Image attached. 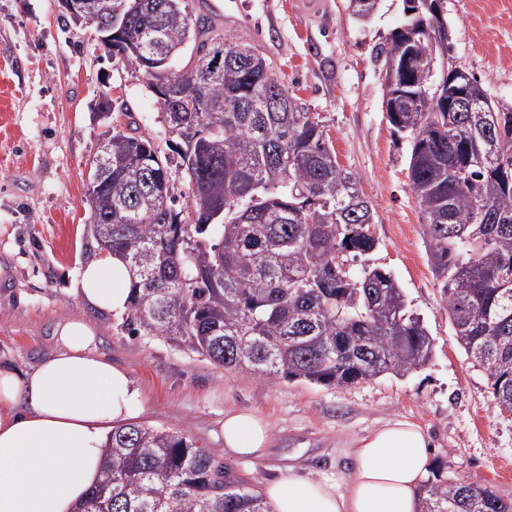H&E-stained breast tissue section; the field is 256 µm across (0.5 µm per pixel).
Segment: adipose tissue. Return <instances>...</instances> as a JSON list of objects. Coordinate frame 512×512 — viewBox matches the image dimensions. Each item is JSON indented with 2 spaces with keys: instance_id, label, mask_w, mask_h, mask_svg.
<instances>
[{
  "instance_id": "obj_1",
  "label": "adipose tissue",
  "mask_w": 512,
  "mask_h": 512,
  "mask_svg": "<svg viewBox=\"0 0 512 512\" xmlns=\"http://www.w3.org/2000/svg\"><path fill=\"white\" fill-rule=\"evenodd\" d=\"M74 292L99 313H121L132 281L124 261L107 254L82 269ZM95 333L89 322L64 321L55 352L35 368L0 365V512H76L102 476L113 425L140 412L139 390L97 352ZM221 432L225 451L238 456H259L269 441L266 422L250 411L225 412ZM349 453L344 485L292 472L266 483L272 512H420L432 451L418 424L390 419Z\"/></svg>"
}]
</instances>
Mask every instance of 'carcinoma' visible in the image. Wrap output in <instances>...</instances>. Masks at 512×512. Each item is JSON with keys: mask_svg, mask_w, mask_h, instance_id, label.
<instances>
[{"mask_svg": "<svg viewBox=\"0 0 512 512\" xmlns=\"http://www.w3.org/2000/svg\"><path fill=\"white\" fill-rule=\"evenodd\" d=\"M125 38L123 62L175 67L195 43L220 40L223 69L205 104L187 103L214 133L189 146L114 131L88 198L100 249L133 277L123 327L203 357L227 373L348 387L405 376L429 363L434 340L392 273L368 264L374 212L343 168L320 121L240 43L208 19L146 0ZM417 50L440 55L430 13L406 16ZM393 32L381 66L402 55ZM453 71L416 76L423 89ZM478 112H426L395 99L388 121L411 139L409 187L419 206L431 272L467 356L512 414V102L493 100L475 76ZM187 189L177 206L178 186ZM360 267H354L355 262ZM421 512H512L488 487L443 477L423 488ZM80 512H270L261 495L186 437L136 424L113 427L102 481Z\"/></svg>", "mask_w": 512, "mask_h": 512, "instance_id": "carcinoma-1", "label": "carcinoma"}]
</instances>
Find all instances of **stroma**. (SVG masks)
<instances>
[{
  "label": "stroma",
  "mask_w": 512,
  "mask_h": 512,
  "mask_svg": "<svg viewBox=\"0 0 512 512\" xmlns=\"http://www.w3.org/2000/svg\"><path fill=\"white\" fill-rule=\"evenodd\" d=\"M218 32L270 57L290 91L319 114L339 163L372 204L371 265L389 270L434 340L428 365L347 388L227 373L160 341L146 342L119 315L93 311L73 292L98 256L89 224L84 163L125 106L142 135L168 139L162 109L141 74L109 58L76 28L59 0H0V362L27 369L55 348L72 317L97 329L99 354L125 369L144 401L136 424L188 437L261 490L287 468L345 480L349 448L381 421L403 416L426 429L445 477L491 488L512 502V414L495 404L486 373L455 335L432 276L420 209L408 179L410 143L389 124L376 46L403 20L383 0L366 23L345 0H189ZM457 65L496 100L512 101V0H448ZM246 410L270 426L251 462L224 451V412Z\"/></svg>",
  "instance_id": "stroma-1"
}]
</instances>
